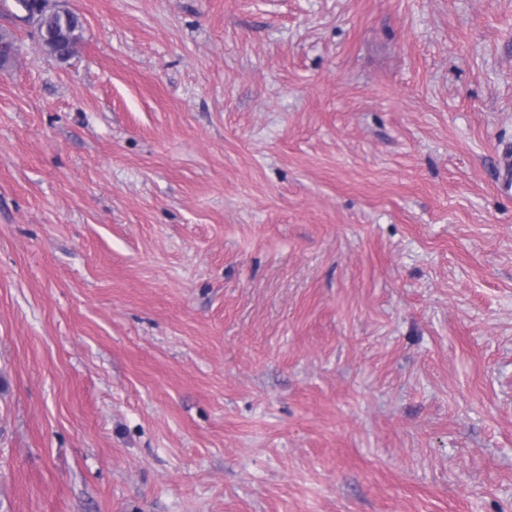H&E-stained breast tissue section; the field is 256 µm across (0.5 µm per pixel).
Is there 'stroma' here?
Masks as SVG:
<instances>
[{
    "label": "stroma",
    "mask_w": 512,
    "mask_h": 512,
    "mask_svg": "<svg viewBox=\"0 0 512 512\" xmlns=\"http://www.w3.org/2000/svg\"><path fill=\"white\" fill-rule=\"evenodd\" d=\"M12 0L0 512H512V0ZM40 27L42 31L55 33L58 41L44 51L59 60L68 59L72 53L73 46L82 40V22L80 17L71 12V18L67 27L62 25L59 16L53 11H44L40 18Z\"/></svg>",
    "instance_id": "1"
}]
</instances>
